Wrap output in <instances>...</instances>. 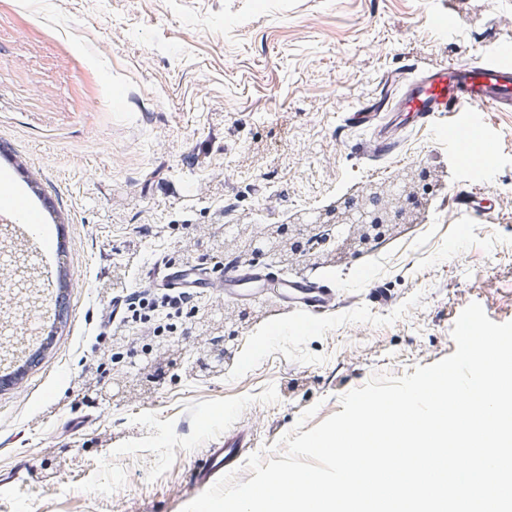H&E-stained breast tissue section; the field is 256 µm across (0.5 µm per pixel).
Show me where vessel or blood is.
<instances>
[{
  "instance_id": "1",
  "label": "vessel or blood",
  "mask_w": 512,
  "mask_h": 512,
  "mask_svg": "<svg viewBox=\"0 0 512 512\" xmlns=\"http://www.w3.org/2000/svg\"><path fill=\"white\" fill-rule=\"evenodd\" d=\"M489 112H512V54L500 46L464 64L443 60L404 65L394 76L381 79L374 96L341 112L339 129L368 131L373 147L367 156L377 161L396 154L410 133L445 123L481 125ZM450 198L460 217H487L496 211L495 196L485 187L460 184L451 189ZM147 283L241 303L269 294L290 312L318 323L327 322L350 304L332 280L308 275L288 279L273 266L259 262L158 265L149 270ZM254 446V435L238 426L225 427L223 439L192 465L191 489L207 490L236 470Z\"/></svg>"
}]
</instances>
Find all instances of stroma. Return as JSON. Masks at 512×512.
<instances>
[{
    "mask_svg": "<svg viewBox=\"0 0 512 512\" xmlns=\"http://www.w3.org/2000/svg\"><path fill=\"white\" fill-rule=\"evenodd\" d=\"M502 42L512 44V0H0V182L59 195L54 240L67 256L43 265L0 223V270L18 255L29 267L25 291L0 281V362L32 341L42 348L0 389V474L19 475L0 483V512H182L195 497L188 471L225 425L254 429L265 448L307 408L318 409L311 429L374 375L453 354L452 315L469 303L512 321V205L458 218L442 193L426 221L397 225L376 250L294 261L297 272L333 271L350 297L332 324H251L234 341L242 358L196 377L187 364L224 334L225 303L202 299L169 337L184 353L157 382L107 400L87 391L129 371L112 363L116 349L146 341L139 327L95 342L113 278L142 287L170 250L223 257L228 225L285 224L417 162L449 185L511 190L512 112L489 113L498 156L480 174L464 160L476 126L454 165L440 128L370 168L368 136L337 132L339 112L383 73L411 59L467 61ZM62 281L69 319L48 331ZM378 282L391 294L384 308L368 299Z\"/></svg>",
    "mask_w": 512,
    "mask_h": 512,
    "instance_id": "1",
    "label": "stroma"
}]
</instances>
